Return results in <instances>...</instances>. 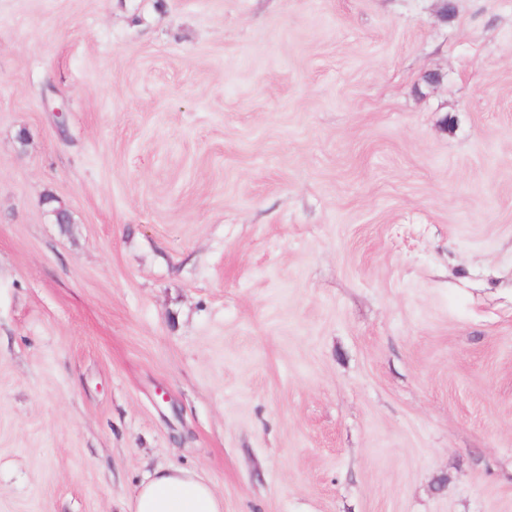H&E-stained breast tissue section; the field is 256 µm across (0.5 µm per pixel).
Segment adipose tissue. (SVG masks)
<instances>
[{
  "mask_svg": "<svg viewBox=\"0 0 512 512\" xmlns=\"http://www.w3.org/2000/svg\"><path fill=\"white\" fill-rule=\"evenodd\" d=\"M134 512H223L212 487L192 469L172 467L148 474L136 491Z\"/></svg>",
  "mask_w": 512,
  "mask_h": 512,
  "instance_id": "ef3b65f1",
  "label": "adipose tissue"
}]
</instances>
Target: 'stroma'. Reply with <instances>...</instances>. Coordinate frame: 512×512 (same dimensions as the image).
I'll list each match as a JSON object with an SVG mask.
<instances>
[{"instance_id": "stroma-1", "label": "stroma", "mask_w": 512, "mask_h": 512, "mask_svg": "<svg viewBox=\"0 0 512 512\" xmlns=\"http://www.w3.org/2000/svg\"><path fill=\"white\" fill-rule=\"evenodd\" d=\"M451 3L0 0V512H512V0ZM134 512H223L224 504L193 469L172 467L149 473L136 491Z\"/></svg>"}]
</instances>
